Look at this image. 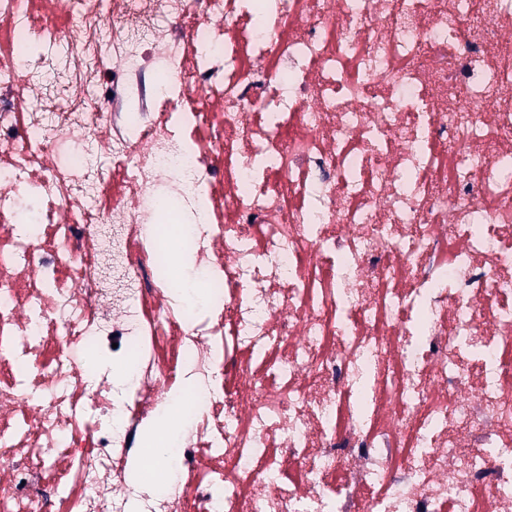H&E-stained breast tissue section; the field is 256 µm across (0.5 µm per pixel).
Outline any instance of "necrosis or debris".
<instances>
[{
    "instance_id": "1",
    "label": "necrosis or debris",
    "mask_w": 512,
    "mask_h": 512,
    "mask_svg": "<svg viewBox=\"0 0 512 512\" xmlns=\"http://www.w3.org/2000/svg\"><path fill=\"white\" fill-rule=\"evenodd\" d=\"M171 403L145 512H512V0H0V512Z\"/></svg>"
}]
</instances>
